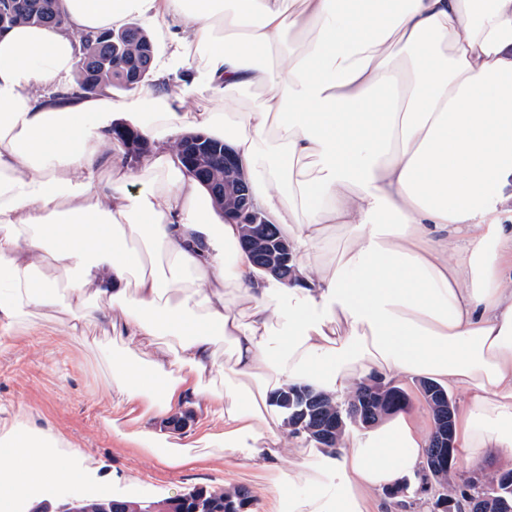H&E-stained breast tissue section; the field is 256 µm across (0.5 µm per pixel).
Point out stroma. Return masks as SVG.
<instances>
[{
    "label": "stroma",
    "instance_id": "obj_1",
    "mask_svg": "<svg viewBox=\"0 0 512 512\" xmlns=\"http://www.w3.org/2000/svg\"><path fill=\"white\" fill-rule=\"evenodd\" d=\"M69 325L61 307L51 305L32 326L0 337V434L25 425L52 436L74 474L66 488L34 486L28 505L56 502L69 490L163 501L221 486L249 492L246 512H279L282 500L305 494V486L286 485L273 497L272 476L253 465L248 439L237 448L197 449V462L182 469L166 468L126 440L137 425L116 405L109 363L126 342L101 323H83L75 333Z\"/></svg>",
    "mask_w": 512,
    "mask_h": 512
}]
</instances>
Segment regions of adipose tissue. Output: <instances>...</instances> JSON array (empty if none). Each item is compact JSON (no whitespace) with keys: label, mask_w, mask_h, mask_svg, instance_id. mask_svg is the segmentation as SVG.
<instances>
[{"label":"adipose tissue","mask_w":512,"mask_h":512,"mask_svg":"<svg viewBox=\"0 0 512 512\" xmlns=\"http://www.w3.org/2000/svg\"><path fill=\"white\" fill-rule=\"evenodd\" d=\"M56 27L0 36V333L53 301L59 269L73 323L129 341L163 340L149 363L112 356L119 406L141 417L217 414L208 448L254 444L253 462L308 487L288 512H372V492L417 475L429 435L406 410L324 451L342 477L335 508L322 470L282 468L268 408L282 384L336 395L411 377L465 393L464 460L512 462V0H61ZM174 38L237 112L180 113V94L140 128L150 189L133 195L111 113L143 106L68 82L78 34L131 14ZM379 109L363 111L371 94ZM220 128L254 180L256 206L292 244L295 270L272 284L238 249L205 186L170 143ZM111 174L96 177L99 167ZM346 246L325 260L329 227ZM284 344L269 338L282 295ZM223 352H216V342ZM223 375V388L209 377ZM6 459L18 489L72 480L66 457L28 430Z\"/></svg>","instance_id":"adipose-tissue-1"}]
</instances>
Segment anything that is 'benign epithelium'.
Masks as SVG:
<instances>
[{"label":"benign epithelium","mask_w":512,"mask_h":512,"mask_svg":"<svg viewBox=\"0 0 512 512\" xmlns=\"http://www.w3.org/2000/svg\"><path fill=\"white\" fill-rule=\"evenodd\" d=\"M152 60L153 53L145 51L139 64L124 67V77L132 85L140 83ZM113 134L128 143L132 154H137L136 145L140 140L135 130L117 125ZM179 153L187 171L209 187L224 217L236 224L248 226L244 239L245 248L248 251L258 250L263 254L265 273L279 281H288L294 273V268L291 267L292 245L282 236L275 242L271 241L270 221L254 206L251 178L235 149L226 141L219 145L214 144L204 133H189L180 138ZM421 390L428 403L436 404L439 408V412L433 417V448L426 459L427 470L438 476L450 465V451L454 447L453 409L448 395L433 384L423 385ZM390 396L385 384L375 380L367 382L365 395L357 406L363 424L369 422L366 418L367 407L371 404L386 407ZM121 509L122 505L112 502L96 508L89 504L87 497L72 495L64 498V503L57 509L54 510L48 505L43 508V512H119ZM433 512H461V507L457 500L438 491L434 495Z\"/></svg>","instance_id":"benign-epithelium-1"}]
</instances>
